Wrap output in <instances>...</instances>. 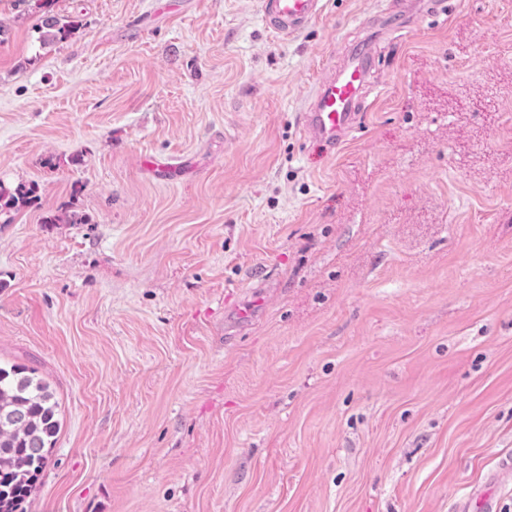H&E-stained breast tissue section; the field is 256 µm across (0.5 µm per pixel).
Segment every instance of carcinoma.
<instances>
[{
    "instance_id": "carcinoma-1",
    "label": "carcinoma",
    "mask_w": 512,
    "mask_h": 512,
    "mask_svg": "<svg viewBox=\"0 0 512 512\" xmlns=\"http://www.w3.org/2000/svg\"><path fill=\"white\" fill-rule=\"evenodd\" d=\"M55 0H38L43 44L67 39L78 21L55 13ZM36 200L33 185L14 188L0 183V213L19 212ZM76 214H50L45 224H84ZM57 401L35 370L0 365V512H26L25 503L46 468L59 430Z\"/></svg>"
}]
</instances>
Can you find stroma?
Masks as SVG:
<instances>
[{
  "instance_id": "obj_1",
  "label": "stroma",
  "mask_w": 512,
  "mask_h": 512,
  "mask_svg": "<svg viewBox=\"0 0 512 512\" xmlns=\"http://www.w3.org/2000/svg\"><path fill=\"white\" fill-rule=\"evenodd\" d=\"M447 2L332 154L300 114L384 0L288 38L258 0H57L51 45L0 0V182L38 185L0 363L61 420L26 512H512V0Z\"/></svg>"
}]
</instances>
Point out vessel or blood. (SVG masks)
I'll return each instance as SVG.
<instances>
[{"mask_svg":"<svg viewBox=\"0 0 512 512\" xmlns=\"http://www.w3.org/2000/svg\"><path fill=\"white\" fill-rule=\"evenodd\" d=\"M266 26L288 37L303 31L323 11L324 0H260ZM415 0H390L373 24L372 33L347 43L339 63L316 82L300 114L304 135L331 149L353 136L373 90L380 34L409 28Z\"/></svg>","mask_w":512,"mask_h":512,"instance_id":"b4317fda","label":"vessel or blood"}]
</instances>
